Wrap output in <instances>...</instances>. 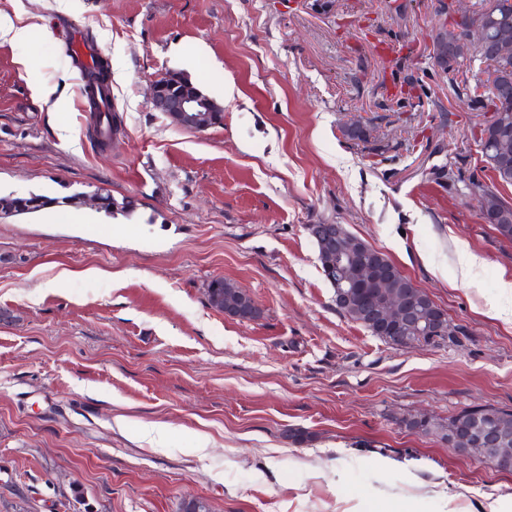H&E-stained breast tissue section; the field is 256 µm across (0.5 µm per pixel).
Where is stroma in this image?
I'll list each match as a JSON object with an SVG mask.
<instances>
[{
  "label": "stroma",
  "mask_w": 512,
  "mask_h": 512,
  "mask_svg": "<svg viewBox=\"0 0 512 512\" xmlns=\"http://www.w3.org/2000/svg\"><path fill=\"white\" fill-rule=\"evenodd\" d=\"M332 2L0 0L32 29L22 52L0 38V195L50 200L0 220V512H472L512 494V472L404 425L512 409V241L464 186L512 202L457 92L478 67L429 58L437 0ZM76 29L110 69L104 145ZM167 73L223 122L171 126L149 99ZM353 120L398 148L348 139ZM312 224L384 252L454 341L395 347L342 315ZM461 246L483 260L469 278ZM217 278L261 317L214 310Z\"/></svg>",
  "instance_id": "stroma-1"
}]
</instances>
